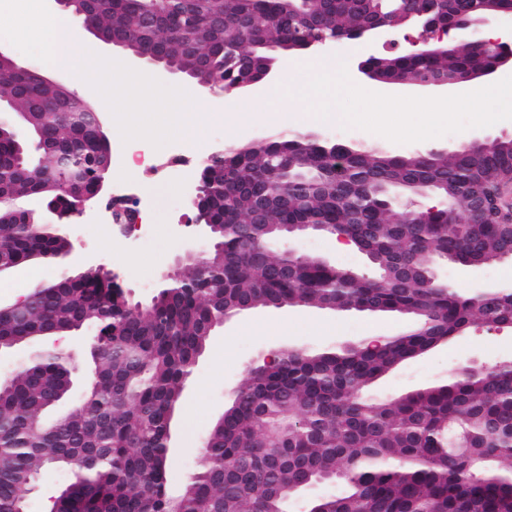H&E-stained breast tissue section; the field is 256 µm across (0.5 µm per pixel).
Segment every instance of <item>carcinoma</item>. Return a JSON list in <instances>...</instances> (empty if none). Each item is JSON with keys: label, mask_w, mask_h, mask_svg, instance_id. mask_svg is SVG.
I'll list each match as a JSON object with an SVG mask.
<instances>
[{"label": "carcinoma", "mask_w": 512, "mask_h": 512, "mask_svg": "<svg viewBox=\"0 0 512 512\" xmlns=\"http://www.w3.org/2000/svg\"><path fill=\"white\" fill-rule=\"evenodd\" d=\"M192 0L186 11L146 0H78L66 15L122 30L140 49L177 58L182 71L208 61L205 84L238 76L225 47L243 45L270 56L287 42L319 33L346 34L369 18L358 0ZM479 56L469 47L434 56L377 63L394 78L452 76ZM20 92L35 126L66 158L28 154L0 168V191L18 204L0 208V254L36 266L72 245L61 225L44 222L23 202L46 210L70 205L95 186L106 158L92 121L62 110L54 91L27 75L0 76V98ZM344 169L333 172L334 152ZM512 165V140L477 154H392L321 141L311 134L273 137L229 148L203 162L199 201L224 235L205 256L184 264L149 310L112 314V283L95 269L38 281L24 309L0 311V350L36 337L92 325L93 368L79 402L51 420L71 391L67 357L56 351L0 381V512L25 508L35 475L46 464L71 481L51 512H288L313 485L340 480L344 491L309 500L307 512H512V366H477L392 400L366 389L397 366L467 332L476 323L512 322V293L476 299L430 282L432 263L455 258L490 265L512 242L505 224H464L460 204L393 210L397 196L445 197L449 183L493 187ZM265 223L249 220L258 203ZM278 224H329L359 252L378 260L376 276L270 250L254 238L278 239ZM249 308L309 306L325 310L410 313L414 327L372 351L361 345L290 352L279 367L248 372L213 426L198 469L178 495L168 493L171 424L184 386L224 316ZM249 464L235 487L224 465Z\"/></svg>", "instance_id": "obj_1"}]
</instances>
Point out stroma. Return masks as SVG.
Returning <instances> with one entry per match:
<instances>
[{
  "label": "stroma",
  "mask_w": 512,
  "mask_h": 512,
  "mask_svg": "<svg viewBox=\"0 0 512 512\" xmlns=\"http://www.w3.org/2000/svg\"><path fill=\"white\" fill-rule=\"evenodd\" d=\"M80 95L102 114L114 160V175L124 174L135 180L150 201V220L144 229L151 232L152 240L143 247L132 243L118 226L75 220L67 229L74 246L73 256L36 266L35 276L31 279L16 271L1 277L2 306L25 296L32 279L47 281L57 278L63 270H78L77 259L81 256L103 258L108 267L123 271L124 289L131 302L144 304L157 293L162 273L173 265L184 246L189 245L199 251L210 247L209 241L196 236L193 228H186L181 235L176 232L178 222L192 214L189 203L191 185L176 172L159 173L152 167L154 161L171 154L172 145L157 148L144 139L122 141L104 100L90 88L81 90ZM197 103L215 111L213 118L205 124L197 146V152L202 156L222 146L229 148L280 133L281 123L288 120L287 113H275L271 98L259 90L239 93L229 102L210 96L202 88L198 91ZM242 109L254 114L252 125L246 128L237 127L232 118L233 112ZM313 130L341 142L396 153L428 149L450 153L481 132L470 128L439 138L397 144L361 129L342 128L335 122L314 125ZM289 246L298 253L349 267L365 277L374 274L364 255L350 246H336L334 240L328 238L308 236L290 244L279 241L273 243L272 248L278 252ZM412 326V320L392 315L332 312L303 306L259 307L228 319L211 337L205 354L185 385L172 429L169 492H179L198 466L202 441L230 402L229 389L245 379L249 363L260 353L288 347H334L370 336H393ZM91 336V331L87 330L77 335L44 337L27 346L2 351L0 376L10 374L18 365L46 350L58 349L70 354L73 388L81 390L87 374ZM501 359H512V332L506 330L495 334L477 326L399 365L379 379L368 394L379 399L394 398L448 379L458 367Z\"/></svg>",
  "instance_id": "stroma-1"
}]
</instances>
